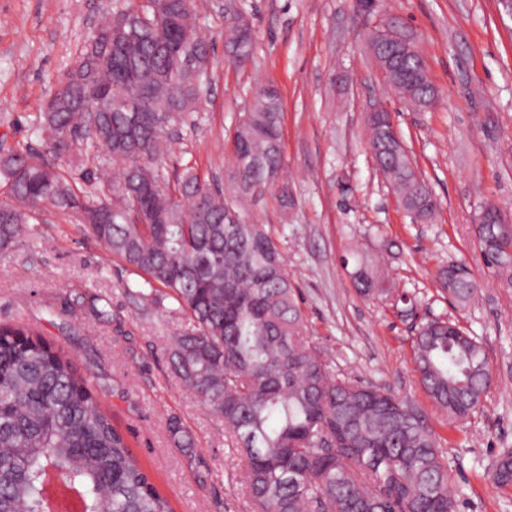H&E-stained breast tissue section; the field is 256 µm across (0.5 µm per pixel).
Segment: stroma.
<instances>
[{"mask_svg":"<svg viewBox=\"0 0 512 512\" xmlns=\"http://www.w3.org/2000/svg\"><path fill=\"white\" fill-rule=\"evenodd\" d=\"M209 4L200 31L214 46L210 95L170 163L223 180L240 114L258 88L278 89L294 206L282 213L268 195L248 215L282 250L310 339L333 369L422 414L458 490V512H512V485L495 479L498 458L512 452V288L484 265L472 230L487 201L512 220V16L500 0H380L377 17L401 18L416 32L438 93L430 110L416 112L379 81L365 48L369 20L354 0H243L255 39L243 68L224 55V0ZM111 9L112 0H0V145L41 149L31 129L39 105ZM377 99L439 202L436 223H411L372 161L365 111ZM379 255L395 287L414 295L415 315L357 294L349 264ZM452 262L479 284L464 306L440 287L439 270ZM143 288L83 225L49 212L33 236L0 253V324H35L92 378L174 512H251L237 449L164 356L188 321L174 300L144 298ZM98 295L110 302L109 319L87 304ZM432 319L455 321L483 345L492 385L470 418L450 420L419 381L413 340ZM174 418L191 431L192 451L171 438Z\"/></svg>","mask_w":512,"mask_h":512,"instance_id":"1","label":"stroma"}]
</instances>
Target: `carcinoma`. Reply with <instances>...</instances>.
<instances>
[{"mask_svg": "<svg viewBox=\"0 0 512 512\" xmlns=\"http://www.w3.org/2000/svg\"><path fill=\"white\" fill-rule=\"evenodd\" d=\"M197 0H114L71 69L40 105L38 152L0 150V250L30 232L47 209L84 225L114 256L169 290L190 327L168 347L172 370L224 425L244 460L255 512H457L448 467L421 416L388 390L333 369L307 327L283 253L263 224L245 223L261 184L283 213L293 205L280 181L282 102L259 88L235 128L225 188L192 164L165 177L169 131L192 128L204 111L212 46L200 35ZM396 24L410 52L389 56L376 28L368 50L390 90L418 111L437 91L425 76L416 36ZM233 63L254 58L251 25L224 24ZM146 107L132 128L125 102ZM382 148L383 176L413 219L434 221L438 202L406 148L392 149L386 125L366 121ZM85 170L75 181L57 160ZM485 266L512 287V234L476 224ZM358 295L410 311L415 300L365 259L351 272ZM442 289L466 304L478 283L440 272ZM413 359L430 399L451 420L474 414L492 375L475 337L428 320ZM181 448L189 430L170 424ZM79 495L83 512H172L70 357L28 323L0 325V512H56L51 476ZM512 483V453L497 463Z\"/></svg>", "mask_w": 512, "mask_h": 512, "instance_id": "obj_1", "label": "carcinoma"}]
</instances>
